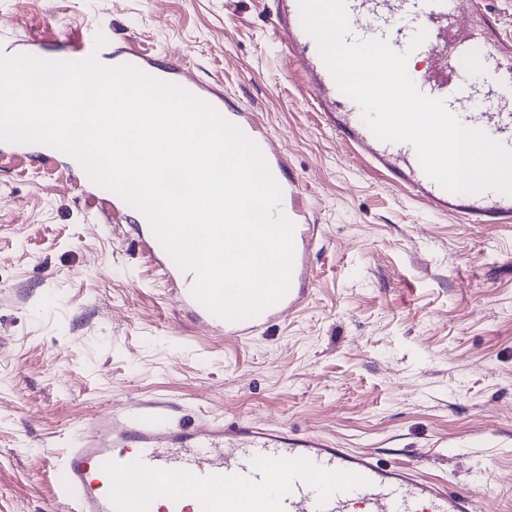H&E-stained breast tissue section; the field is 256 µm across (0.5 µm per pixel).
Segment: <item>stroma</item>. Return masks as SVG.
Instances as JSON below:
<instances>
[{
  "label": "stroma",
  "instance_id": "35a3bbf8",
  "mask_svg": "<svg viewBox=\"0 0 512 512\" xmlns=\"http://www.w3.org/2000/svg\"><path fill=\"white\" fill-rule=\"evenodd\" d=\"M275 0H0V41L110 31L263 113L318 247L306 308L246 342L191 322L134 219L85 205L64 157L0 154V512H57L80 424L162 399L195 421L319 432L512 512V224L427 210L322 123Z\"/></svg>",
  "mask_w": 512,
  "mask_h": 512
}]
</instances>
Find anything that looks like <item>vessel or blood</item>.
I'll return each instance as SVG.
<instances>
[{
  "label": "vessel or blood",
  "instance_id": "b4317fda",
  "mask_svg": "<svg viewBox=\"0 0 512 512\" xmlns=\"http://www.w3.org/2000/svg\"><path fill=\"white\" fill-rule=\"evenodd\" d=\"M348 42L381 39L408 55L419 91L443 101L465 126L512 149V38L503 35L486 0H345ZM273 26L296 73L315 94L322 119L369 165L409 190L428 209L467 224H512V196L457 194L422 169L414 146L380 140L362 119L301 25L298 0H277ZM114 65L175 83L238 125L259 146L282 189V209L294 224L290 287L258 315L223 320L191 294L194 275L181 271L143 226L139 246L155 263L192 322L225 338L251 336L310 299L311 254L318 227L306 199L288 174L258 113L229 110L215 87L171 62L158 68L129 46ZM62 496L74 512H477L474 497L448 481L422 479L409 465L382 464L373 452L340 447L319 433L273 429L244 418L174 423L160 410L135 402L122 417L105 412L80 427L76 447L61 466Z\"/></svg>",
  "mask_w": 512,
  "mask_h": 512
}]
</instances>
